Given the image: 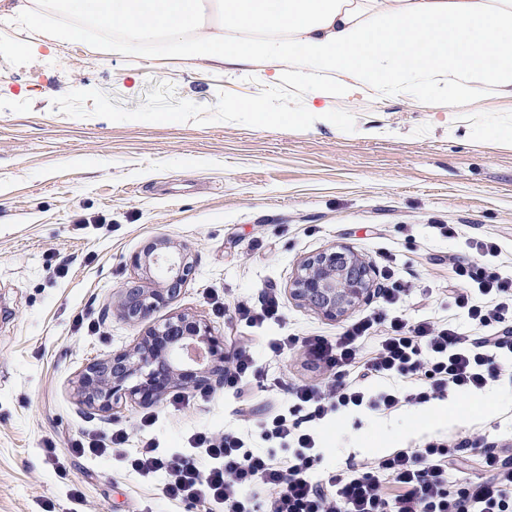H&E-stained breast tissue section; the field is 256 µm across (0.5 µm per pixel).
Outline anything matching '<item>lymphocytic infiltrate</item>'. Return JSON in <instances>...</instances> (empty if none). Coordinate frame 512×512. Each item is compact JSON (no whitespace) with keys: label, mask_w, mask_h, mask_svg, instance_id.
I'll return each instance as SVG.
<instances>
[{"label":"lymphocytic infiltrate","mask_w":512,"mask_h":512,"mask_svg":"<svg viewBox=\"0 0 512 512\" xmlns=\"http://www.w3.org/2000/svg\"><path fill=\"white\" fill-rule=\"evenodd\" d=\"M450 264L480 295L495 301L487 307L461 294L457 304L475 324L487 328L495 323L498 331L472 338L448 325L412 324L380 312L366 315L350 323L336 340H305L315 360L340 373L353 372L354 378L325 388L300 386L294 391L297 405L319 419L340 408L390 410L403 401L424 404L451 387L472 392L497 380L502 372L498 352L512 353V330L505 327L512 317V280L456 258ZM395 375L416 383V392L402 398L390 390L371 393L365 387L366 381ZM268 432L291 448L287 467L243 453L242 441L231 433L192 436V448L204 451L209 467L198 468L189 457L163 460L150 442L132 466L144 477L167 469V498L220 505L224 512H249L239 491L255 482L268 493L267 512H512V450L507 448L486 449L484 475L475 480L454 482L455 464L447 446L431 444L336 474L324 489L311 478L316 461L313 437L299 432L297 423L284 413L272 418Z\"/></svg>","instance_id":"1"}]
</instances>
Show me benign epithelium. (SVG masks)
Masks as SVG:
<instances>
[{
    "instance_id": "obj_1",
    "label": "benign epithelium",
    "mask_w": 512,
    "mask_h": 512,
    "mask_svg": "<svg viewBox=\"0 0 512 512\" xmlns=\"http://www.w3.org/2000/svg\"><path fill=\"white\" fill-rule=\"evenodd\" d=\"M140 270H154L162 288L134 285L122 290L121 316L141 324L169 306L192 279L191 251L155 240L129 258ZM373 262L347 245H335L304 259L289 284L290 294L329 320H339L381 294ZM231 361L224 338L195 316L172 315L149 325L130 349L88 363L80 372L76 395L81 404L108 412L126 398L156 403L174 389H205L224 382Z\"/></svg>"
}]
</instances>
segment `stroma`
I'll return each instance as SVG.
<instances>
[{
  "label": "stroma",
  "instance_id": "stroma-1",
  "mask_svg": "<svg viewBox=\"0 0 512 512\" xmlns=\"http://www.w3.org/2000/svg\"><path fill=\"white\" fill-rule=\"evenodd\" d=\"M325 86L312 99L272 68L53 47L0 15V512H204L163 495L166 471L145 478L129 464L148 441L169 459L190 454L197 432H235L245 452L286 466L288 448L264 424L292 410V388L334 373L299 349L273 355L266 342L345 330L346 320L289 293L302 260L334 245L410 282L393 314L474 333L449 297L448 259L490 239L500 248L492 264L512 277V148L492 140L512 123V98L484 96L452 118L443 97L425 111L410 93L340 89L332 77ZM245 100L298 119L257 127ZM153 239L187 246L197 261L169 313L206 319L228 350L250 352L260 373L250 414L229 386L180 405L127 401L111 414L79 404V372L143 332L118 302L132 282L162 287L129 263ZM268 290L282 319L239 314ZM445 399L460 416L426 424L419 404L320 420L298 412L316 441L314 478L430 444L449 446L465 477L482 476L471 441L512 448V377ZM118 430L129 436L120 450H70L81 434Z\"/></svg>",
  "mask_w": 512,
  "mask_h": 512
}]
</instances>
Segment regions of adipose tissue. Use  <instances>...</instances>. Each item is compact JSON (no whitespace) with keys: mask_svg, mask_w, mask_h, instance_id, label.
<instances>
[{"mask_svg":"<svg viewBox=\"0 0 512 512\" xmlns=\"http://www.w3.org/2000/svg\"><path fill=\"white\" fill-rule=\"evenodd\" d=\"M60 46L109 26L112 51L326 77L372 92L415 89L420 107L512 97V0H0Z\"/></svg>","mask_w":512,"mask_h":512,"instance_id":"ef3b65f1","label":"adipose tissue"}]
</instances>
